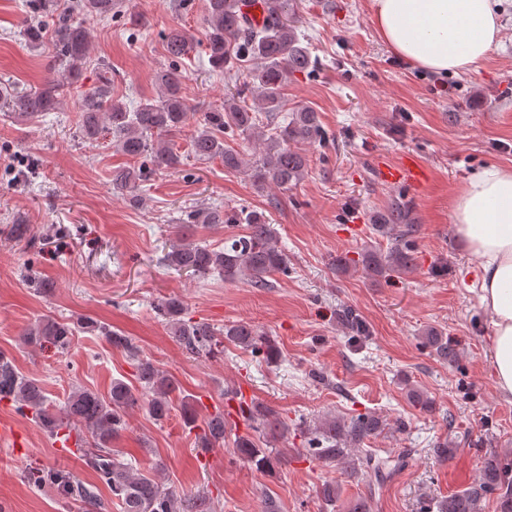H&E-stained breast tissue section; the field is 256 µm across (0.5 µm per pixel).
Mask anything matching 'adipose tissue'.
I'll return each mask as SVG.
<instances>
[{"label": "adipose tissue", "mask_w": 512, "mask_h": 512, "mask_svg": "<svg viewBox=\"0 0 512 512\" xmlns=\"http://www.w3.org/2000/svg\"><path fill=\"white\" fill-rule=\"evenodd\" d=\"M373 22L396 55L436 75L476 70L502 40L494 0H374ZM453 217L462 248L480 260L488 362L499 395L512 401V167L474 172Z\"/></svg>", "instance_id": "1"}]
</instances>
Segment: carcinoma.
<instances>
[{
  "instance_id": "carcinoma-1",
  "label": "carcinoma",
  "mask_w": 512,
  "mask_h": 512,
  "mask_svg": "<svg viewBox=\"0 0 512 512\" xmlns=\"http://www.w3.org/2000/svg\"><path fill=\"white\" fill-rule=\"evenodd\" d=\"M252 0H207L205 53L213 69L231 73L236 61L254 62L248 81L235 88L224 104L203 114L202 122L189 137V152L199 160L220 159L227 171L245 169L243 154L224 144V135L239 133L251 137L256 129V110L248 104L251 98L259 109L273 120L285 106L282 89L288 77L313 70L315 60L309 47L302 43L294 9L295 0H267L265 21L254 26L247 22L244 10ZM119 0H33L35 20L28 23L25 36L34 47L47 44L60 74L41 86L17 94L9 86L0 88V108L20 120H33L59 109L67 93L77 88L83 71L91 63L88 19L112 18ZM166 51L175 59L194 48V38L184 27H174L165 36ZM100 83L81 92V108L77 126L82 137L96 140L100 135H112L111 143L123 155L139 160L150 158L162 169H175L180 156L174 151L169 135L185 125L187 105L182 95L186 77L174 67L159 75L160 94L146 98L129 108L120 99L112 98V80L106 76V66L95 63ZM323 139V130L316 112L299 106L288 113V122L274 127V132L261 137L262 151L250 168L255 183H272L289 189L305 177L308 157L302 145H314ZM144 168L123 167L112 172V189L130 192L145 180ZM210 225L243 224L245 231L224 238V246L213 248L190 238L186 229L198 219ZM181 238L164 255L167 267L187 272L198 279L214 274L226 282L244 279L254 288L268 285L267 277L274 273L288 274V256L278 245L268 219L256 210L226 207L212 209L199 215L187 214ZM372 229L394 240L392 249L384 256L364 252L358 259L340 257L344 268L360 267L368 274L379 275L384 270H409L414 266L416 225L412 209L395 200L379 212ZM158 316L167 326L169 335L187 353L197 357H212L217 348L229 341L243 349L266 353L273 359L278 348L273 340L259 336L249 324L239 323L217 328L205 321L186 317V309L177 297H168L155 305ZM339 318L350 333L368 334V327L351 307L341 310ZM97 332L115 349L127 354L134 362L136 376L143 392L135 393L125 381L112 380L109 397L82 388L70 392L63 405L50 408L40 380L19 372L8 355L0 352V401L14 402L20 412L31 414L33 421L48 436L56 439L59 431H87L93 444L80 441L77 454L107 486L119 501L122 512H215L213 500L205 491L177 494L156 475H146L120 459L112 448L125 428L124 415L134 407L146 406L156 419L168 415L172 396L179 390L176 380L148 359L139 356L132 338L112 330L91 318L67 322L53 316L35 321L21 334L22 342L34 349L53 348L59 353L68 350L76 332ZM429 347L443 363L453 364L457 353L448 347L443 336L429 330L424 336ZM236 413L242 418L246 432L236 435L235 445L247 462L262 472L273 468L274 458L255 443L253 433L266 432L275 439H288V425L278 412L257 400H239ZM184 421L198 429L196 447L208 450L224 443L229 421L218 409L198 418L193 407L184 406ZM385 427L375 414H361L350 420L327 417L315 426L308 448L298 452L311 460L330 465L343 456L345 449L360 447ZM389 461L370 453L359 461L362 475L370 483L384 480ZM28 485L35 489L50 488L56 496L69 503L81 504L84 512H104L97 487L88 485L64 468L35 466L24 473ZM494 494L500 512H512V463L491 454L483 461L481 478L469 488L456 492L435 503L437 512H479L482 499Z\"/></svg>"
}]
</instances>
